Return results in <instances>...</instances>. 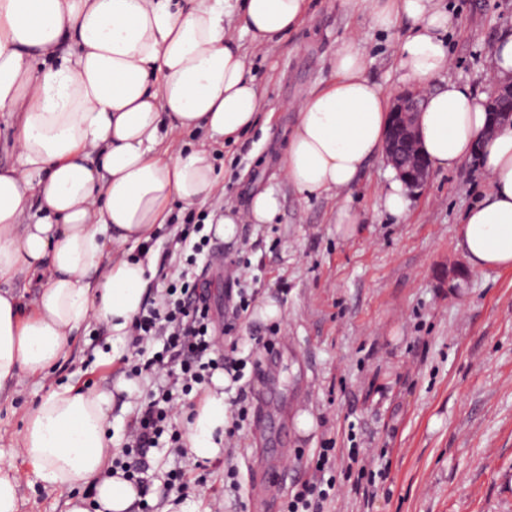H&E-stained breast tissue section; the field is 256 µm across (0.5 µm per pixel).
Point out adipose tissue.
Masks as SVG:
<instances>
[{
	"label": "adipose tissue",
	"instance_id": "obj_1",
	"mask_svg": "<svg viewBox=\"0 0 512 512\" xmlns=\"http://www.w3.org/2000/svg\"><path fill=\"white\" fill-rule=\"evenodd\" d=\"M389 30L403 81L424 96L417 128L432 167L478 157L489 188L463 214L458 244L470 268L512 267V126L487 135V98L444 81L451 59L441 38L449 13L432 0H341ZM306 0H0V112L15 116L16 164L0 166V282L22 268L45 278L32 313L0 289V389L53 367L87 322L129 334L152 264L126 251L168 224L171 204L193 206L217 190L205 147L168 153L166 138L248 130L260 100L245 57L224 26L237 17L254 43L279 41L306 15ZM333 79L295 105L284 176L306 196L349 191L383 158L390 101L367 75L355 39L337 48ZM275 193H257L247 216L225 209L214 236L232 240L242 220L270 223ZM120 258H112L114 250ZM191 413L192 458L216 457L227 422L223 373ZM109 393L49 385L26 416L20 454L50 487H92L67 512H129L136 488L104 477L113 454Z\"/></svg>",
	"mask_w": 512,
	"mask_h": 512
}]
</instances>
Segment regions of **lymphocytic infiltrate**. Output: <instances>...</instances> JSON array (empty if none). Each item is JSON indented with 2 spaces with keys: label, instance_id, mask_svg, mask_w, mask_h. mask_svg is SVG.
I'll use <instances>...</instances> for the list:
<instances>
[{
  "label": "lymphocytic infiltrate",
  "instance_id": "1",
  "mask_svg": "<svg viewBox=\"0 0 512 512\" xmlns=\"http://www.w3.org/2000/svg\"><path fill=\"white\" fill-rule=\"evenodd\" d=\"M211 237L203 224L186 219L182 233L176 237L179 247H190L182 268L175 270L171 281L158 300L143 307L135 317L131 340L138 350L149 344L162 342L163 348L143 365L133 366L129 374L138 378L150 374L156 381L149 390L129 427L125 459H113V469L122 471L140 495H147L146 474L150 468V454L161 440H168L177 453H184L183 435L172 419L183 396L209 385L216 371H224L232 383L239 384L245 377V368L259 369L261 352L271 350L276 339L256 336L247 357H240L237 342H230L225 351H218L215 334L216 320L207 302L203 281L194 272L198 255L209 246ZM332 462L328 449H321L312 480L292 490L286 512H322L331 497L325 487V474Z\"/></svg>",
  "mask_w": 512,
  "mask_h": 512
}]
</instances>
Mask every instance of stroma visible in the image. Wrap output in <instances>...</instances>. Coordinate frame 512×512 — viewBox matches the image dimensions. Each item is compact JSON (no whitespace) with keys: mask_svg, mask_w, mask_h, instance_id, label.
Masks as SVG:
<instances>
[{"mask_svg":"<svg viewBox=\"0 0 512 512\" xmlns=\"http://www.w3.org/2000/svg\"><path fill=\"white\" fill-rule=\"evenodd\" d=\"M437 4L452 15L443 36L450 78L488 92V57L500 30L512 26V0ZM405 33L402 26L380 31L339 0H307L305 21L279 42L239 39L261 101L256 124L230 139L198 132L170 143L174 150L206 143L220 189L189 209L173 204L177 223L149 251L156 272L148 299L168 284L160 270L180 219L227 205L247 209L268 189L280 201L271 223L240 225L227 243L214 239L225 266L204 254L197 259L216 320L238 300L236 258L252 263L256 302L276 300L283 317L276 372L257 383L255 413L237 437L240 493L224 494L223 457L202 461L186 512H284L292 487L311 478L325 447L336 464L324 512H512V269L454 275L466 268L455 228L485 191L486 176L472 163L434 171L401 217L379 204L388 183L384 161L369 163L340 197H305L282 176L292 105L331 80L342 40L356 36L368 76L396 95L408 89L397 55ZM343 203L361 216L354 230L336 228ZM139 360L128 341L112 340L93 320L47 377L24 375L0 390V462L16 470L19 512H66L68 491L43 487L16 448L46 382L112 394L108 432L121 443L146 386L128 376ZM303 413L315 421L307 433L296 427ZM354 453L373 466H349Z\"/></svg>","mask_w":512,"mask_h":512,"instance_id":"stroma-1","label":"stroma"}]
</instances>
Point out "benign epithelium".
Listing matches in <instances>:
<instances>
[{"instance_id":"7a95c632","label":"benign epithelium","mask_w":512,"mask_h":512,"mask_svg":"<svg viewBox=\"0 0 512 512\" xmlns=\"http://www.w3.org/2000/svg\"><path fill=\"white\" fill-rule=\"evenodd\" d=\"M488 107L492 116L489 132L512 126V83L496 87ZM420 109L421 98L415 92L401 93L394 98L384 151L385 163L397 171L398 177L412 191L426 186L432 175L418 142Z\"/></svg>"}]
</instances>
